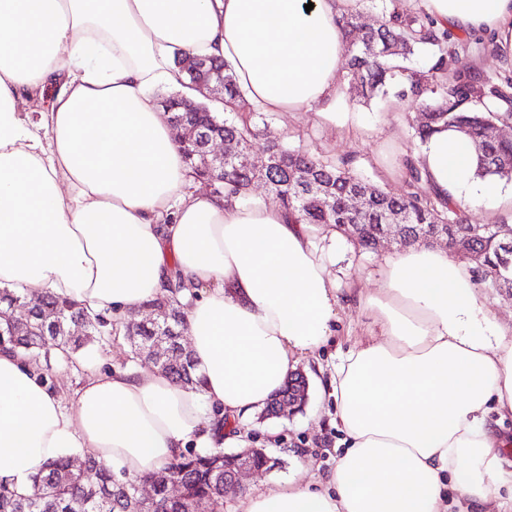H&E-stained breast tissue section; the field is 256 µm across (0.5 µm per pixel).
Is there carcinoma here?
<instances>
[{"instance_id":"carcinoma-1","label":"carcinoma","mask_w":512,"mask_h":512,"mask_svg":"<svg viewBox=\"0 0 512 512\" xmlns=\"http://www.w3.org/2000/svg\"><path fill=\"white\" fill-rule=\"evenodd\" d=\"M382 23L361 34L359 43L348 44L350 58L348 74L352 84L365 98H370L390 84L408 82L410 95L423 93L420 83L397 66L393 60L412 54L414 48L424 45L435 58V103L425 106L417 128L418 137L426 139L434 127L443 124L455 127L467 135L477 152V175L512 178V78L488 85L480 73L459 69L450 78L447 69L448 30L435 26L427 16H408L401 13L396 0L382 5ZM224 70V115L215 112H178L176 116L226 139L236 140L242 147H251L256 132L248 119L234 120L232 114L253 112L235 83L232 70L225 63H216ZM496 124L503 130L502 138L487 141L483 129ZM266 152L275 155L276 165L266 172L288 213L299 223L333 226L345 231L346 224H361V234L355 242L362 248H375V232L382 211L397 208L407 216L408 234L421 240L450 227L454 233L470 242V246L455 256L473 267L476 282L496 289L494 280L486 276V269H499L501 275L512 279V247L502 245L499 232L487 231L483 226L470 224L460 208L446 202L435 203L431 197L418 192L394 196L357 176L346 159L324 160L304 149H289L275 136L267 137ZM188 167L195 177H207L214 183L213 193L222 196L229 191L246 199L254 173L233 170L222 177L207 174L199 167L200 153L183 150ZM319 184L322 193L311 189L303 180V171ZM365 190L370 198L369 210L358 217L345 208L348 194ZM27 308L30 317L16 328L8 319L15 307ZM153 306L168 312V322L162 328H147L134 321L126 325V335L133 338V355H139L142 343L154 336H165L169 341L187 330L182 303L175 296L166 301H155ZM53 310L57 324L47 328L40 324L42 314ZM112 333V324L66 299L42 296L27 297L21 291H0V349L41 353L48 343L67 351H75L95 334ZM161 370L176 380L195 389L203 380L196 373L191 356L173 354ZM237 467V456L222 448H187L176 456L169 471L180 486V495L170 496L166 491L156 493L153 501L141 504L135 496V485L149 481L147 477L128 478L87 456L78 461L62 457L50 462L39 475L31 478L32 492L21 494L9 484L0 482V512H193L200 503L224 505V497L235 495L240 488L224 486Z\"/></svg>"}]
</instances>
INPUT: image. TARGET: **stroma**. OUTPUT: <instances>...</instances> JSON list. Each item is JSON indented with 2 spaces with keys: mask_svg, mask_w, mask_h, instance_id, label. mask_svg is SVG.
Wrapping results in <instances>:
<instances>
[{
  "mask_svg": "<svg viewBox=\"0 0 512 512\" xmlns=\"http://www.w3.org/2000/svg\"><path fill=\"white\" fill-rule=\"evenodd\" d=\"M455 53L448 60L449 68L473 67L497 79L512 77V56L501 51L493 34L487 32L458 31L452 35ZM434 59L430 51L419 48L405 60V67L417 74L425 91L420 97H400L399 87L389 88L387 94L372 100L361 99L355 89L347 91L350 111L365 113L368 121L377 125L376 133L360 138L347 132H336L318 126L312 113H299L292 117L275 112H255L250 116L256 129H268L280 137L288 148H307L325 159L350 158L353 170L375 186L394 194L405 195L419 191V184L411 177L406 164V153L419 151L420 141L415 136L414 123L422 104L432 102L433 82L431 67ZM389 157L395 165L394 174H386L381 162ZM342 268L356 277L361 288L371 291L378 286V269L384 254L397 251V244L381 246L378 252L357 248L349 237H341ZM369 318L357 306L345 305L340 312L337 336L322 355L302 363L307 377H314L319 365L333 361L337 347L349 346L368 331ZM84 359L99 361L109 369L133 371L140 361L132 357L128 339L115 335L98 337L69 360H53L54 380L64 398H71L83 381L79 363ZM333 406L324 398L317 385H310L308 399L302 410L264 422L250 421L249 444L268 449L282 461L279 468L248 475V488H258L274 482L293 480L305 483L326 479L336 463V449L340 433L333 422Z\"/></svg>",
  "mask_w": 512,
  "mask_h": 512,
  "instance_id": "obj_1",
  "label": "stroma"
}]
</instances>
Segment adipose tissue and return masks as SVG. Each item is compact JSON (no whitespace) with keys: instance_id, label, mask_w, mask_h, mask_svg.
<instances>
[{"instance_id":"1","label":"adipose tissue","mask_w":512,"mask_h":512,"mask_svg":"<svg viewBox=\"0 0 512 512\" xmlns=\"http://www.w3.org/2000/svg\"><path fill=\"white\" fill-rule=\"evenodd\" d=\"M351 3L0 0V288L89 304L119 331L180 290L204 377L197 391L84 360L67 401L38 362L0 350V481L30 492L73 454L153 476L186 446L224 447L217 421L247 425L334 334L348 297L373 330L338 352L327 382L344 445L329 485L252 489L242 512H448L452 496L512 512L499 430L512 417V321L471 264L416 245L383 256L379 288L363 292L335 270V229L194 189L153 96L180 85L181 54L216 57L254 107L367 133L360 113L336 109ZM421 3L438 26L494 33L512 53V0ZM414 162L434 200L512 210V188L477 178L456 129L437 127Z\"/></svg>"}]
</instances>
